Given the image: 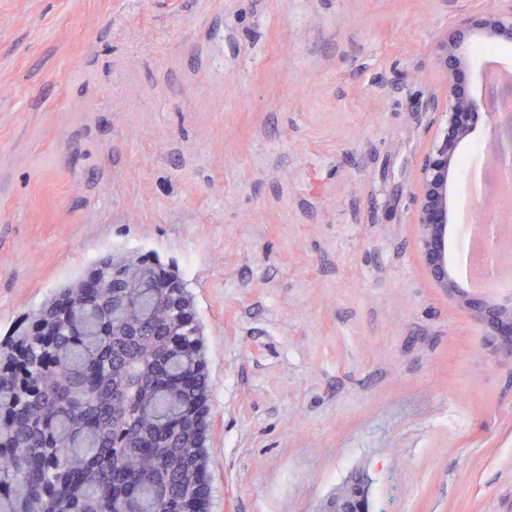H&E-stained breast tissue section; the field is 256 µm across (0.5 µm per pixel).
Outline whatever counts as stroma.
<instances>
[{"label":"stroma","instance_id":"35a3bbf8","mask_svg":"<svg viewBox=\"0 0 512 512\" xmlns=\"http://www.w3.org/2000/svg\"><path fill=\"white\" fill-rule=\"evenodd\" d=\"M486 0H0V341L99 259L175 271L209 512H512V364L411 222L434 48ZM448 177L459 246L466 171Z\"/></svg>","mask_w":512,"mask_h":512}]
</instances>
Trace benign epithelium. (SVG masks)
<instances>
[{"label": "benign epithelium", "mask_w": 512, "mask_h": 512, "mask_svg": "<svg viewBox=\"0 0 512 512\" xmlns=\"http://www.w3.org/2000/svg\"><path fill=\"white\" fill-rule=\"evenodd\" d=\"M477 30L511 42L512 0H495V6L483 10L480 17L460 20L436 45L439 91L426 103V111L441 114L444 131L432 139L417 170L411 223L416 226L417 249L429 278L481 329L486 356L497 365L504 359L512 361V289L505 295L499 291L503 281L512 284V268L503 264L493 269L492 281L476 292L460 288L448 270V175L458 147L480 120L490 132L501 117L512 126V84L498 92L503 108L491 110L462 93L457 82L460 69L467 64L458 49ZM499 168L501 180L476 191L471 204L512 189V138L500 147ZM363 498L359 487L345 489L336 498V512H357Z\"/></svg>", "instance_id": "benign-epithelium-1"}]
</instances>
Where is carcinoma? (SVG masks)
<instances>
[{
	"label": "carcinoma",
	"instance_id": "1",
	"mask_svg": "<svg viewBox=\"0 0 512 512\" xmlns=\"http://www.w3.org/2000/svg\"><path fill=\"white\" fill-rule=\"evenodd\" d=\"M0 342V512H208L204 340L186 288L95 268Z\"/></svg>",
	"mask_w": 512,
	"mask_h": 512
}]
</instances>
